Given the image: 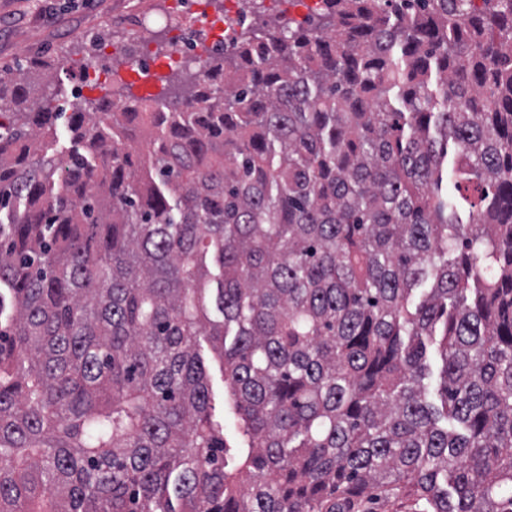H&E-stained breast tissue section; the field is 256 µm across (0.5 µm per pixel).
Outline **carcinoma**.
Returning a JSON list of instances; mask_svg holds the SVG:
<instances>
[{"instance_id": "cac0c4a2", "label": "carcinoma", "mask_w": 512, "mask_h": 512, "mask_svg": "<svg viewBox=\"0 0 512 512\" xmlns=\"http://www.w3.org/2000/svg\"><path fill=\"white\" fill-rule=\"evenodd\" d=\"M247 19L64 166L0 70V512H512V0ZM202 354L210 375V384L212 387L216 411H220L224 400V373L221 371V363L211 347L204 342ZM358 512H420L421 504L401 497L380 496L360 505Z\"/></svg>"}]
</instances>
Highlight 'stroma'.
<instances>
[{
	"label": "stroma",
	"instance_id": "1",
	"mask_svg": "<svg viewBox=\"0 0 512 512\" xmlns=\"http://www.w3.org/2000/svg\"><path fill=\"white\" fill-rule=\"evenodd\" d=\"M169 0H0V70L26 67L30 58L43 57L52 64L49 77L35 82V99L54 111L70 113L89 108L103 97L130 96L135 79L129 78V57L110 56L108 65L119 81L96 90L81 88L77 70L96 63V40H128L134 14H150L155 22L150 37L156 63H164L170 44L159 19Z\"/></svg>",
	"mask_w": 512,
	"mask_h": 512
}]
</instances>
